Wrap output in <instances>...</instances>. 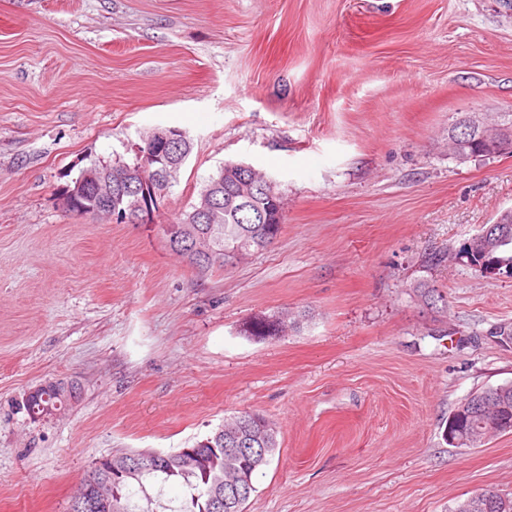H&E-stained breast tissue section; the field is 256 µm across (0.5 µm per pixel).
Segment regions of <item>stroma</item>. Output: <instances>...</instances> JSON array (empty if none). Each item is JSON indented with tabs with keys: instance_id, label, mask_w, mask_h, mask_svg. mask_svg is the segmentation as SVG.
I'll use <instances>...</instances> for the list:
<instances>
[{
	"instance_id": "1",
	"label": "stroma",
	"mask_w": 512,
	"mask_h": 512,
	"mask_svg": "<svg viewBox=\"0 0 512 512\" xmlns=\"http://www.w3.org/2000/svg\"><path fill=\"white\" fill-rule=\"evenodd\" d=\"M497 0H0V512H67L102 457L175 451L264 414L279 447L244 512H455L512 497V434L448 445L449 414L512 383V281L428 265L512 208V155L442 132L512 113ZM192 142L149 224L70 213L90 161L151 131ZM227 162L275 183L284 224L199 273L166 244ZM433 283L446 304L420 306ZM301 313L284 336L242 329ZM48 382L79 396L19 405ZM467 114L461 116L460 118H458L454 124H452L451 127L448 128V154L451 155L453 158H455L457 161H459L458 159V155H460L461 153L466 155L467 157H471L472 159L473 158H478V157H493V156H496V155H501L499 153H502V154H512V149L510 151H506V152H500L497 148V146L494 144V142L492 141L493 139H480L478 140L477 139V136H479L478 134H476V137L475 136H467L468 138L466 139V145H463L461 144V141L456 140L458 138L459 135H461V128L463 127V125L459 124L461 121V118L465 117L464 120H465V124L470 127V132H475V133H479L480 136L482 137V129L480 127V123L478 121V119H476V117H473V116H469V117H466ZM458 133L454 136L451 135V133ZM457 142H460V143H457ZM471 158H468V160H470ZM466 160V161H468ZM466 161H463V162H466ZM415 296L423 307L430 310L439 309L438 303L445 302L443 294L434 285L421 281L418 282L414 287ZM276 319H282L281 322L285 326L284 318L278 314L262 315L255 317L252 321L246 324L243 329L244 335L258 339H267L279 336ZM456 512H512V500L484 489L458 505Z\"/></svg>"
}]
</instances>
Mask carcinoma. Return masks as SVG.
Wrapping results in <instances>:
<instances>
[{
    "label": "carcinoma",
    "instance_id": "cac0c4a2",
    "mask_svg": "<svg viewBox=\"0 0 512 512\" xmlns=\"http://www.w3.org/2000/svg\"><path fill=\"white\" fill-rule=\"evenodd\" d=\"M462 125L452 124L448 128V154L453 158L464 154L471 158L493 157L499 150L490 139L469 137L466 144L457 142ZM244 177H251V171L240 163H226L217 175L208 179L203 189L215 187V193L223 203L222 219L213 225L207 234V248L211 259L196 263L202 271L224 267L229 254L245 252L249 255L271 246L281 232L283 213L266 210V196L259 194L245 198L239 194V185ZM492 234L477 233L469 238L470 245H461L456 250L435 253L428 257L430 265H440L449 258L466 260V263L484 277L493 279L502 275L512 279V208L502 211ZM415 296L421 305L434 310L445 298L434 285L421 281L414 286ZM278 314L262 315L248 322L244 335L258 339L278 335L276 319ZM77 388L72 384L55 383L41 391V396L30 395L24 402L29 415L40 417L43 407L59 404L64 407L76 398ZM512 416V384L488 388L467 398L454 411L448 421L455 424V431L484 443L490 436L485 423L491 418ZM197 454L206 456V463L195 465L191 455L180 451L160 452L158 461L144 466L131 476L123 472L120 464L128 454L103 457L95 463L94 470L104 474L112 483V501L119 504L117 512H204L206 502L213 488H226L242 476L249 484L245 496L232 501L224 512H243V504L249 494L255 491L254 481L260 468L268 463L277 448L276 432L268 428L266 419L258 413H242L220 425L211 435L195 443ZM180 484L187 490V499L178 511L167 508L161 499L149 493L148 487L165 484ZM146 501V507L135 511L131 508L134 496ZM456 512H512V500L501 497L491 489H485L458 505Z\"/></svg>",
    "mask_w": 512,
    "mask_h": 512
}]
</instances>
